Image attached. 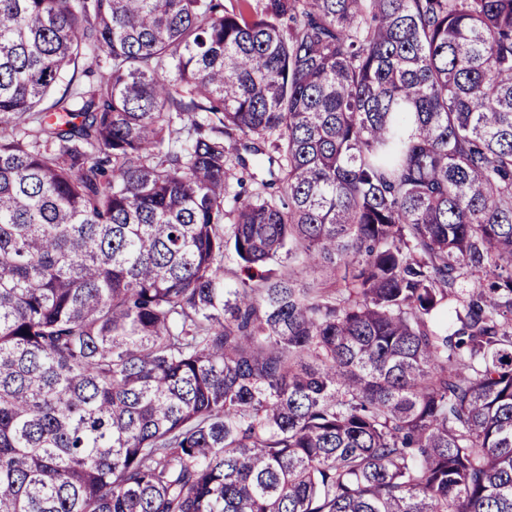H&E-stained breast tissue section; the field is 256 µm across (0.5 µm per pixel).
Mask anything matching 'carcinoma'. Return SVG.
Masks as SVG:
<instances>
[{"label": "carcinoma", "instance_id": "obj_1", "mask_svg": "<svg viewBox=\"0 0 512 512\" xmlns=\"http://www.w3.org/2000/svg\"><path fill=\"white\" fill-rule=\"evenodd\" d=\"M0 512H512V0H0ZM240 153L246 159L247 167L246 169L237 167V172L239 176L243 175L246 178L248 185H257L256 183H261L262 180L267 181L271 179L268 172L269 164L266 157L264 162L258 165L255 163V156L245 152L242 148H240Z\"/></svg>", "mask_w": 512, "mask_h": 512}]
</instances>
